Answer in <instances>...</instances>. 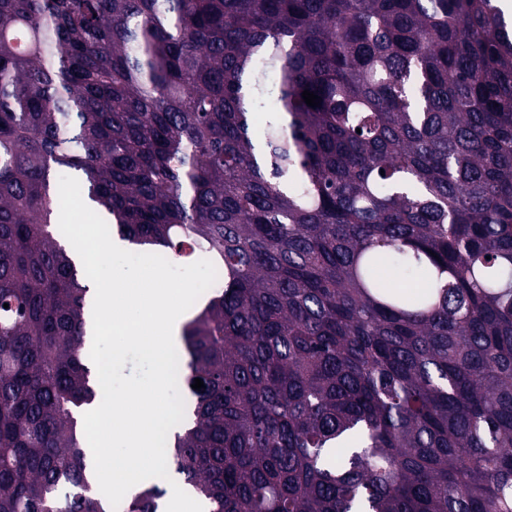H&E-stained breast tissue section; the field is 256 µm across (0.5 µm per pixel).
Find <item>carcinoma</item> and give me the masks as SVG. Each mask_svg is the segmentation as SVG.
<instances>
[{"label": "carcinoma", "mask_w": 512, "mask_h": 512, "mask_svg": "<svg viewBox=\"0 0 512 512\" xmlns=\"http://www.w3.org/2000/svg\"><path fill=\"white\" fill-rule=\"evenodd\" d=\"M67 170L123 239L223 272L168 452L209 512H512L496 0H0V512H112Z\"/></svg>", "instance_id": "1"}]
</instances>
